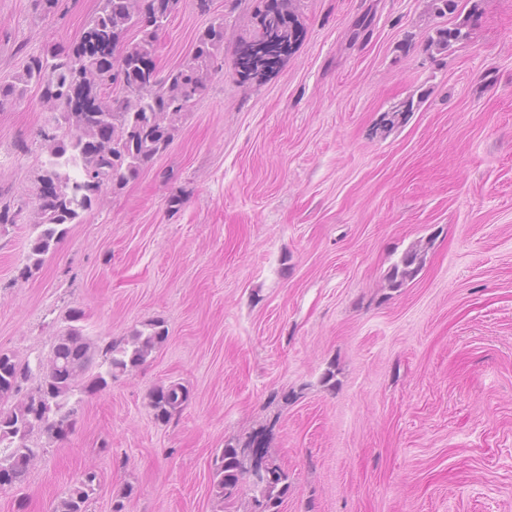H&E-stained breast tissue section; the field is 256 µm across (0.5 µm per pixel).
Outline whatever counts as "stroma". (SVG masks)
I'll list each match as a JSON object with an SVG mask.
<instances>
[{
  "mask_svg": "<svg viewBox=\"0 0 512 512\" xmlns=\"http://www.w3.org/2000/svg\"><path fill=\"white\" fill-rule=\"evenodd\" d=\"M456 2L300 0L299 42L245 78L258 0H181L157 68L217 15L224 66L167 150L103 186L30 274V224L0 232L1 351L48 356L74 308L98 344L166 337L82 395L66 439L31 437L39 460L0 512H51L90 467L89 512L121 492L126 512H250L247 486L218 508L210 460L253 434L289 476L280 512H512V0ZM97 9L0 0V80ZM52 119L33 87L0 106V198L32 209ZM170 382L189 400L162 423L148 396Z\"/></svg>",
  "mask_w": 512,
  "mask_h": 512,
  "instance_id": "obj_1",
  "label": "stroma"
}]
</instances>
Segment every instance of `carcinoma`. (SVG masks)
<instances>
[{
    "mask_svg": "<svg viewBox=\"0 0 512 512\" xmlns=\"http://www.w3.org/2000/svg\"><path fill=\"white\" fill-rule=\"evenodd\" d=\"M260 0V30L236 53L235 67L244 76L274 68L299 38L295 3ZM178 0H100L82 41L54 46L28 57L11 81L0 83V106L24 96L30 85L41 90L47 108L59 114L39 132L47 154L38 180L31 240L24 272L37 269L52 256L68 232L92 209L102 186L120 190L169 145L183 117L219 73L224 58V16L200 32L191 52L175 69L162 74L154 63L159 34ZM462 27L441 29L431 46L445 51L463 39ZM21 205L0 201V227L15 224ZM415 251L407 252L392 278L413 274ZM83 312L70 310L68 325L50 355L35 364L0 351V472L22 483L39 457L29 439L41 433L60 440L75 425L78 393H97L108 381L139 368L165 338L154 326L122 344H94L83 334ZM97 371H92V368ZM38 384L30 388L31 378ZM188 401L180 383L156 387L149 405L157 420L168 422ZM212 494L219 506L232 503L252 474L266 470L268 482L253 487L251 512H279L290 485L288 474L268 456L265 440L253 435L224 445L212 459ZM99 489L94 470L84 472L60 496L52 512H88Z\"/></svg>",
    "mask_w": 512,
    "mask_h": 512,
    "instance_id": "1",
    "label": "carcinoma"
}]
</instances>
